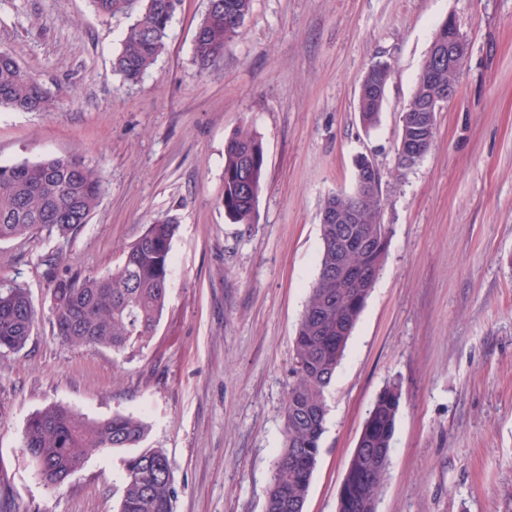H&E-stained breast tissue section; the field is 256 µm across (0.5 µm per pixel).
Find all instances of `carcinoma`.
<instances>
[{
	"mask_svg": "<svg viewBox=\"0 0 512 512\" xmlns=\"http://www.w3.org/2000/svg\"><path fill=\"white\" fill-rule=\"evenodd\" d=\"M105 16L133 17L125 29L112 70L137 84L163 52L173 0H91ZM253 0H207L194 35L192 53L206 70L224 56V46L239 35ZM448 64L422 66L415 88L400 117L397 168L408 169L405 151L418 137L406 121L427 96L448 88ZM389 68H373L364 76L358 96L359 118L367 129L379 118L376 88L387 82ZM0 108L18 112H52L55 95L15 55L0 50ZM265 176L260 136L248 127L234 132L224 146L221 202L234 224H251ZM380 171L355 163L351 192L328 196L321 211L339 214V223L322 224L317 273L293 340L292 381L284 407V438L272 467L264 512H304L321 449L327 415L324 394L331 385L349 338L365 307L387 253L388 228L381 222L382 197L365 191ZM104 189L102 172L76 156L0 164V241L27 237L47 229L56 247L42 254L52 297V327L74 347L102 346L124 352L147 343L165 307L172 275V243L179 225L166 214L155 217L124 252L119 266L106 273L81 276L61 267L63 249L73 234L89 223ZM353 275L343 284L336 266ZM37 318L29 288L15 283L0 288V351L19 352L27 344ZM400 406V391L387 386L364 421L360 443L349 460L338 494L336 512H376ZM143 421L115 415L90 421L73 410L52 405L27 422L22 449L50 487L62 486L87 457L114 448H136L145 436ZM120 512H173L176 493L167 455L148 449L124 461Z\"/></svg>",
	"mask_w": 512,
	"mask_h": 512,
	"instance_id": "carcinoma-1",
	"label": "carcinoma"
}]
</instances>
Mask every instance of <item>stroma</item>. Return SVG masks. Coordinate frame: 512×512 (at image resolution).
Masks as SVG:
<instances>
[{
	"label": "stroma",
	"instance_id": "obj_1",
	"mask_svg": "<svg viewBox=\"0 0 512 512\" xmlns=\"http://www.w3.org/2000/svg\"><path fill=\"white\" fill-rule=\"evenodd\" d=\"M206 0H183L166 48L136 84L112 72L128 24L90 0H0V49L58 99L0 108V164L76 154L106 191L63 252L81 274L117 267L153 216L177 218L166 310L147 345L76 348L50 323L38 265L49 232L0 242V283L37 310L18 353L0 351V512H118L127 448L95 453L59 488L21 450L29 418L63 405L141 418L142 448L174 471V512H264L282 444L293 337L317 272L320 208L380 169L383 269L325 393L304 512H336L367 413L401 390L376 512H512V0H254L209 69L193 59ZM469 43L426 156L395 144L437 25ZM392 71L377 126L358 114L376 61ZM251 127L267 169L253 223L219 201L224 143Z\"/></svg>",
	"mask_w": 512,
	"mask_h": 512
}]
</instances>
